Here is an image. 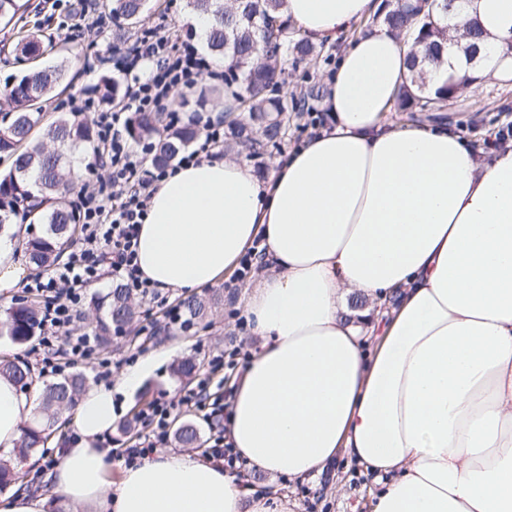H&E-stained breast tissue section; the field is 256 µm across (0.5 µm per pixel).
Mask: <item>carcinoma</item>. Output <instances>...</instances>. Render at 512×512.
Returning a JSON list of instances; mask_svg holds the SVG:
<instances>
[{
	"instance_id": "carcinoma-1",
	"label": "carcinoma",
	"mask_w": 512,
	"mask_h": 512,
	"mask_svg": "<svg viewBox=\"0 0 512 512\" xmlns=\"http://www.w3.org/2000/svg\"><path fill=\"white\" fill-rule=\"evenodd\" d=\"M282 0H187V7L195 12L209 13L213 26L208 37V48L230 59L226 70L240 88V113L226 122L224 146L246 144L255 153L278 145L287 132L286 114L305 107L321 97L322 89L309 81L301 89L300 97L288 100L278 94L281 64L292 58L303 60L316 53L314 44L297 36L277 15ZM450 0H403L377 15L390 31L413 38L411 85L404 87L394 110L422 117L426 112H440L457 85L447 83L431 96L426 92L420 69L435 65L448 46V32L454 11ZM110 12L125 21L112 29L111 39L116 43L127 40L130 26L143 21L149 10V0H109ZM25 11L19 0H0V20L17 22ZM468 45L465 52L473 57L479 49L481 32L477 21L466 28ZM65 71L60 66L37 65L24 71L0 87V98L13 109L8 126L0 131V155L11 159V166L0 175V231L19 219L37 218L42 233L29 235L17 241L29 263L44 268L62 257L79 233L75 211L64 202L83 189L71 175V166L65 161V150L90 145L95 130L88 120L60 115L43 125L41 107L37 101L52 93L63 81ZM96 91L107 106L122 99L119 83L108 75L100 77ZM159 117L145 114L133 124L132 135L151 139L158 133ZM197 130L185 126L158 139L154 144L152 162L164 165L173 160L196 137ZM98 310L103 312L96 324L100 338L112 337L115 325L130 324L134 309L130 295L122 284L115 283ZM40 306L19 302L0 314V337L17 346H25L39 335ZM0 376L15 385H31L30 365L20 358L0 359ZM87 386V377L75 372L45 384L42 392L43 415L25 425L21 438L12 450L18 461H23L44 446L47 436L64 412H72ZM19 478L17 466L0 458V486L8 487Z\"/></svg>"
}]
</instances>
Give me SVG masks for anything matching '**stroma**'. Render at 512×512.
Here are the masks:
<instances>
[{
    "mask_svg": "<svg viewBox=\"0 0 512 512\" xmlns=\"http://www.w3.org/2000/svg\"><path fill=\"white\" fill-rule=\"evenodd\" d=\"M192 12L186 0H157L156 6L146 18L143 27L133 28V35H141L143 28L159 24L169 25L184 38H194L190 24ZM111 26H87L78 41L57 35L55 43L44 56V63L64 65L71 81L46 97L42 109L47 119H54L60 113L61 99L74 95L85 96L100 76L111 73L109 57L123 53L124 45L112 43L109 35ZM347 37L323 45L316 63L287 64V81L281 86L282 95L296 97L307 81L325 82L332 73L344 49ZM463 138L476 150L489 154L497 150L495 134L506 125H512V81L501 82L485 78L473 88H464L446 105ZM309 113L292 112L288 115V136L280 145L268 147L261 156H253L251 150L239 148L232 151L234 159L245 162L255 172L270 169L275 160L289 149L301 145L314 136ZM199 296L208 298L203 320L195 322L188 329L170 330L168 334L149 340L141 332L142 326L161 318L160 306L136 302V317L125 334L114 336L101 344L100 359L106 360L113 376H120L149 352L162 348L167 352L151 375L144 379L138 389L130 394H119L123 404V419L136 418L146 404L156 398L179 399L188 390L196 388L200 379L211 378L219 382L221 373L213 369V360L224 350L238 347L244 353H252L257 343L255 336L245 325L246 283L237 275H229L216 285L199 289ZM192 358L200 365L197 376L178 377L174 368L181 361ZM242 485L262 492H273L280 496V512H370L371 498L378 487L372 475L364 470L348 454H339L327 476L305 480H294L280 475L269 478L263 473L247 467L240 477Z\"/></svg>",
    "mask_w": 512,
    "mask_h": 512,
    "instance_id": "obj_1",
    "label": "stroma"
}]
</instances>
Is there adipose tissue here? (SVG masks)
Masks as SVG:
<instances>
[{
	"label": "adipose tissue",
	"mask_w": 512,
	"mask_h": 512,
	"mask_svg": "<svg viewBox=\"0 0 512 512\" xmlns=\"http://www.w3.org/2000/svg\"><path fill=\"white\" fill-rule=\"evenodd\" d=\"M374 0H283L314 42H334ZM483 33L479 68L460 47L428 67L436 90L462 76L512 79V0H468ZM411 74L409 46L386 27L359 34L326 81L330 122L260 176L204 159L166 176L140 226L137 257L160 290L204 288L265 248L246 304L259 339L234 386L226 437L272 476L322 474L347 453L380 489L372 512H512V147L467 146L441 114L387 115ZM376 301L354 310L350 296ZM383 331L366 353L363 325ZM160 359L89 386L77 443L38 494L1 512H270V498L222 467L154 452L112 473L102 442ZM35 408L0 377V452Z\"/></svg>",
	"instance_id": "ef3b65f1"
}]
</instances>
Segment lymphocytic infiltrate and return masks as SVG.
I'll return each instance as SVG.
<instances>
[{
    "label": "lymphocytic infiltrate",
    "instance_id": "1",
    "mask_svg": "<svg viewBox=\"0 0 512 512\" xmlns=\"http://www.w3.org/2000/svg\"><path fill=\"white\" fill-rule=\"evenodd\" d=\"M112 67L126 84V111L97 110L87 98H72L67 102L71 111H92L94 158L97 165L111 169L112 180L81 191L76 200L82 224L79 247L25 288L26 293L42 299L43 374L59 375L82 362L93 366L95 380L99 383L108 382L110 372L106 362L96 358L98 339L75 331L87 286L108 276L116 277L130 295L144 302L166 305L164 317L168 327L188 326L189 320L182 307L167 305L161 291L140 272L137 262L139 227L159 181L174 173L177 166L220 156L224 149V122L220 119L206 120L202 134L173 165H148L144 152L133 145L129 134L134 115L141 112L162 113L165 127H177L180 113L170 102L174 89L194 87L202 76L208 77L214 85L223 84L224 73L211 68L197 45L179 41L175 31L157 27L144 32L124 55L113 60ZM181 403L194 405L204 413L212 433V443L205 450L208 460L222 466L226 472L240 473L244 462L224 440V406L212 400L204 381L180 401L159 399L140 411L145 432L121 451L125 465L136 463L146 451L167 442L169 419Z\"/></svg>",
    "mask_w": 512,
    "mask_h": 512
}]
</instances>
